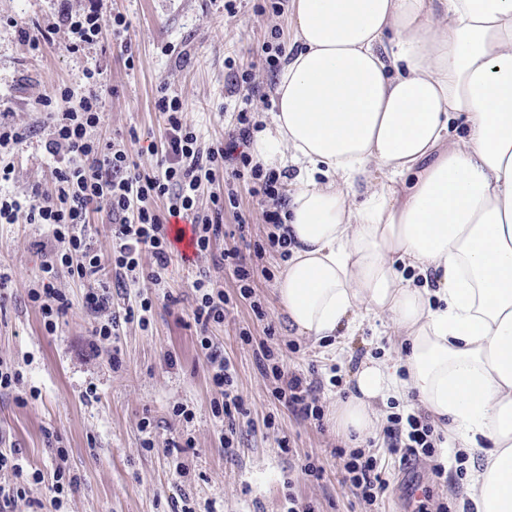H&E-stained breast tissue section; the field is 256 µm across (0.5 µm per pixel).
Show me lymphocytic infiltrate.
I'll use <instances>...</instances> for the list:
<instances>
[{
    "instance_id": "1",
    "label": "lymphocytic infiltrate",
    "mask_w": 512,
    "mask_h": 512,
    "mask_svg": "<svg viewBox=\"0 0 512 512\" xmlns=\"http://www.w3.org/2000/svg\"><path fill=\"white\" fill-rule=\"evenodd\" d=\"M100 9L101 0H87L82 13L76 15L62 9L61 19L71 34L70 52L102 40ZM87 77L94 90L81 98L77 108L53 109L49 97L41 102L51 119L45 150L53 163V191L27 203L0 191V224H14L21 218L30 224H46L55 242L49 260L42 266L41 287L29 293L45 330L55 332L60 318L71 307L67 295L53 284L60 266L68 267L74 278L88 285L84 304L99 317L92 328L95 343L111 342L122 324L147 323L152 311L151 299L142 298L138 305L116 311L112 308L111 287L127 289L146 282L159 283L161 273L174 257L169 237L171 219L186 220L192 225L196 253L210 251L224 234L225 203H236V186L247 180L252 184V194L271 201L272 206L264 210L263 219L274 230L253 243L252 256H245L236 246L224 249L220 254L221 264L238 282L240 296L249 301L255 319L264 323L265 334L273 335V326L266 323V310L253 299L254 262L268 255L287 258L289 243L281 230L284 203L281 176L264 171L243 150L256 128L251 112L257 91L254 71H242L235 78L234 86L241 97L229 128L223 140L206 148L199 145L195 128L184 120L180 100L160 95L156 106L165 116L166 135L157 168L150 173L139 170L124 146L94 137L93 132L101 121L104 83L100 70L88 71ZM216 182L223 183L224 193L208 194L211 206L207 213H200L197 202L205 192V184ZM102 204L111 217L114 238L107 253L96 248L88 230L91 213ZM192 288L195 304L191 318L198 330L197 341L206 356L210 380L221 394L212 403V413L222 419L223 443L232 448L238 441L237 420L245 412L244 399L234 384L235 369L230 358L215 348L208 334L211 325L223 323L231 301L211 275H200ZM255 360L261 376L273 380L271 394L275 400L300 421H322L320 381L289 370L284 352L279 348L260 346ZM383 439L391 454L404 459L429 460L432 483L443 479L445 466L436 454L441 435L428 414L388 416ZM333 454L343 462L344 487L359 503L373 505L385 493L389 482L378 469L374 456L360 448L338 447Z\"/></svg>"
}]
</instances>
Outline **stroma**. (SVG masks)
Instances as JSON below:
<instances>
[{"label": "stroma", "mask_w": 512, "mask_h": 512, "mask_svg": "<svg viewBox=\"0 0 512 512\" xmlns=\"http://www.w3.org/2000/svg\"><path fill=\"white\" fill-rule=\"evenodd\" d=\"M264 0H235L227 13L225 0H104L100 24L111 33L115 14L130 23L125 39L133 66L116 41L104 40L72 53L69 33L60 19V0H0V113L15 127L33 130L26 142L0 149V162L12 167L11 191L30 197L33 190L52 187L43 142L47 115L43 97L58 87L74 98L88 94L85 74L103 72L107 92L98 136L139 141L130 150L140 170L151 171L157 158L147 146L162 137L164 118L155 102L160 90L178 97L185 118L202 144L224 137V108L232 72L258 68L263 93H272L276 76L261 70L258 51L279 30L281 43L292 47L286 17L259 13ZM53 26L51 44L33 52L25 38L35 26ZM238 208H225L223 239L210 253L189 261L174 260L160 287L150 289L153 314L148 328L122 325L114 344L92 353L93 317L83 307L85 287L66 268L54 282L72 302L56 332L47 333L38 308L28 294L37 287L45 259L40 243L49 242L44 224H0V271L9 280L0 291V360L21 373L10 392H0V450H17L27 470H39L42 482L26 487L11 512H57L51 505L57 449H66L65 465L78 484L66 493L58 512H286L287 495L310 504L314 512H362L341 485L342 466L331 454L343 445L330 421L313 426L296 419L272 398L261 377L252 346L239 331L250 328L255 340L265 337L254 322L247 300L240 298L233 278L222 274L233 307L224 323L212 330L215 343L236 369L238 388L248 403L249 422L239 444L224 448L222 424L211 410L216 396L188 313L193 281L200 272H215L224 248L239 240L238 217H245L252 239L264 238L270 227L262 219L260 197L247 184L238 188ZM273 279L256 275L254 291L265 304L280 342L292 343L291 368L317 367L325 384L323 406L350 394L352 376L366 358L385 357L400 347L398 336L381 334L379 321H362L354 335L340 344L312 342L288 329L276 295L282 260L263 259ZM191 411V419L174 416L175 406ZM149 419L156 446H142L139 429ZM288 438L292 452L281 451ZM383 466L390 485L373 512H413L412 485L430 486L434 496L448 500L452 512H464L468 498L469 456L449 453L447 477L431 484L429 464L401 461L388 455L382 437L362 444ZM314 461L325 469L319 481L305 479L300 466Z\"/></svg>", "instance_id": "1"}]
</instances>
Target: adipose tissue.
<instances>
[{"label":"adipose tissue","mask_w":512,"mask_h":512,"mask_svg":"<svg viewBox=\"0 0 512 512\" xmlns=\"http://www.w3.org/2000/svg\"><path fill=\"white\" fill-rule=\"evenodd\" d=\"M288 24L253 144L298 169L282 312L316 342L368 317L408 342L363 363L330 420L360 442L380 402L415 394L478 455L476 512H512V0H291Z\"/></svg>","instance_id":"adipose-tissue-1"}]
</instances>
